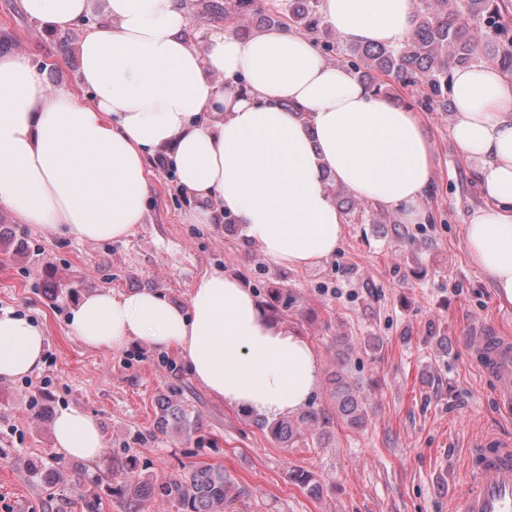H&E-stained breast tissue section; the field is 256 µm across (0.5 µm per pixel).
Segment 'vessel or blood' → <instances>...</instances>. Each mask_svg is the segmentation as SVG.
I'll return each mask as SVG.
<instances>
[{
  "label": "vessel or blood",
  "instance_id": "obj_1",
  "mask_svg": "<svg viewBox=\"0 0 512 512\" xmlns=\"http://www.w3.org/2000/svg\"><path fill=\"white\" fill-rule=\"evenodd\" d=\"M474 357L494 385L500 405L512 411V340L502 339L498 350L486 352L487 338L476 334ZM458 512H512V440L495 434L475 443L469 485Z\"/></svg>",
  "mask_w": 512,
  "mask_h": 512
}]
</instances>
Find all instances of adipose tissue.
<instances>
[{
  "label": "adipose tissue",
  "mask_w": 512,
  "mask_h": 512,
  "mask_svg": "<svg viewBox=\"0 0 512 512\" xmlns=\"http://www.w3.org/2000/svg\"><path fill=\"white\" fill-rule=\"evenodd\" d=\"M22 0L48 31L87 30L77 46L80 98L51 88L29 57L0 59V212L83 242L125 238L146 219L147 162L165 152L198 204L190 220L230 214L271 264L306 269L339 251L345 216L332 186L425 219L431 143L418 113L393 104L313 41L283 27L227 31L192 43L181 0ZM417 0H321L329 31L350 44L409 41ZM449 133L474 162L485 195L463 236L469 261L512 304V75L478 60L458 68ZM69 333L86 347L142 343L175 349L194 380L228 408L277 420L310 401L317 353L265 314L232 275H204L187 306L162 294L99 289L71 308ZM45 332L0 314V379L33 374ZM55 448L104 460L99 422L57 412Z\"/></svg>",
  "instance_id": "ef3b65f1"
}]
</instances>
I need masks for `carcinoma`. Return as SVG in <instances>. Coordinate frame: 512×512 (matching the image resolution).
<instances>
[{"instance_id": "carcinoma-1", "label": "carcinoma", "mask_w": 512, "mask_h": 512, "mask_svg": "<svg viewBox=\"0 0 512 512\" xmlns=\"http://www.w3.org/2000/svg\"><path fill=\"white\" fill-rule=\"evenodd\" d=\"M447 0H419L415 13V28L411 41L402 48L383 44H349L338 46V38L321 40L324 26L319 12V0H288V20L265 15L258 0H224V19L261 15L266 26H287L304 31L312 40L322 42L327 53L336 52L348 57V64L359 78L379 93L385 92L383 78L389 77L404 87L423 85L421 104L448 111V77L454 67L469 64L478 48H484L485 58L512 74V50L495 48L504 42L512 43V34L501 21L498 0H463L456 10L443 7ZM329 396L336 409V418L351 428H361L367 422L366 402L359 387L343 372L330 379ZM333 418L311 407L305 412L282 419L270 427L272 436L282 444L308 434L318 440L329 434ZM156 429L166 434L175 430L187 432L186 420L178 404L169 398L161 399ZM32 477L48 482L65 496L68 483L64 474L49 472L32 461H16ZM116 469L126 478L112 487V495L119 497L126 512H148L156 500H165L176 507V512H227L234 501L232 481L224 468L211 464H196L179 478L159 479L142 469L137 458L120 457L114 461ZM289 479L316 496L321 485L310 472L294 469Z\"/></svg>"}]
</instances>
